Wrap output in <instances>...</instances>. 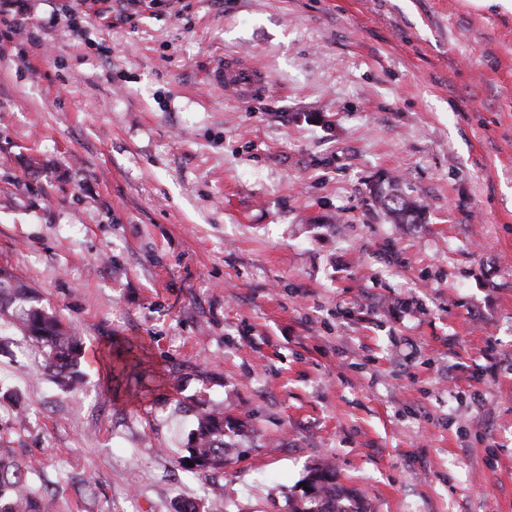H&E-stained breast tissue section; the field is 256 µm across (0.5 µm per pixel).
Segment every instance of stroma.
<instances>
[{"instance_id": "1", "label": "stroma", "mask_w": 512, "mask_h": 512, "mask_svg": "<svg viewBox=\"0 0 512 512\" xmlns=\"http://www.w3.org/2000/svg\"><path fill=\"white\" fill-rule=\"evenodd\" d=\"M0 21V267L146 392L0 327L43 512H512V13L476 0H26ZM270 79L239 102L207 73ZM426 206L395 224L370 187ZM239 421L182 464L179 399ZM208 80L231 90L242 102L264 94L269 87V80L264 72L237 56H225L220 64L209 71ZM304 482L310 486L313 494L303 491L300 499L291 503L292 512H367L364 507L358 503L352 504L346 498L343 489L336 483V474L330 464L318 465L310 470Z\"/></svg>"}]
</instances>
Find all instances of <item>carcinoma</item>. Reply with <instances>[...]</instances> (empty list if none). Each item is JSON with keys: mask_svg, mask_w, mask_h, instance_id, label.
Instances as JSON below:
<instances>
[{"mask_svg": "<svg viewBox=\"0 0 512 512\" xmlns=\"http://www.w3.org/2000/svg\"><path fill=\"white\" fill-rule=\"evenodd\" d=\"M373 202L398 224H419L425 218V205L406 196L395 183L374 192ZM10 325L45 350V370L65 392L79 390L84 381L81 365L86 362L83 342L54 311L42 306L36 292L17 275L0 268V325ZM122 362L120 371L136 372L142 364L141 355L129 347L117 351ZM194 429L187 443L188 458L204 474L224 468L227 449L226 427L236 420L224 415V409L202 400L194 401ZM32 467L17 459L0 439V512H42L40 496L31 482ZM311 492H303L290 505V512H366L355 503H345L346 496L336 483V474L329 464L310 470L304 479Z\"/></svg>", "mask_w": 512, "mask_h": 512, "instance_id": "1", "label": "carcinoma"}]
</instances>
